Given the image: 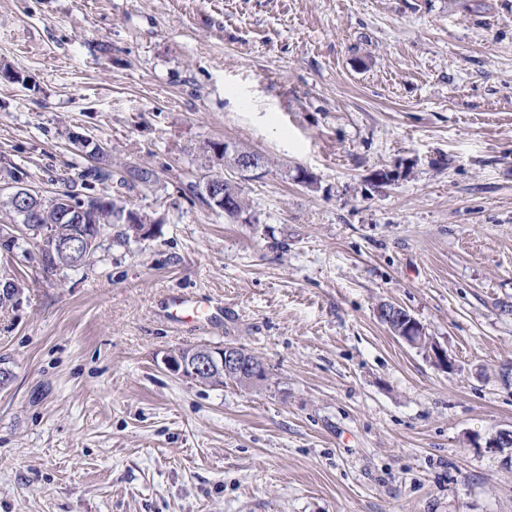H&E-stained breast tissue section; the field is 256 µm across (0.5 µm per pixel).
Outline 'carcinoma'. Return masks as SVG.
Listing matches in <instances>:
<instances>
[{
    "label": "carcinoma",
    "mask_w": 512,
    "mask_h": 512,
    "mask_svg": "<svg viewBox=\"0 0 512 512\" xmlns=\"http://www.w3.org/2000/svg\"><path fill=\"white\" fill-rule=\"evenodd\" d=\"M96 163L87 164L78 173V180L71 181V186L60 193L44 195L40 191L33 192L32 202L37 206L39 220L31 224L23 215L11 196L0 200V208L8 210L16 219L14 224H0V246L10 253L16 245L18 237L29 236L36 240L38 247L54 238L82 237L88 235L93 241L73 261H62L63 267L90 265L95 261L97 251L101 247L102 238L121 225L124 231L117 235V242H124V237L132 233L138 234L145 228L147 218L113 199L107 193L96 194L98 184L108 182L116 185L119 190L132 191L139 187L149 186L158 180L157 173L139 163L127 162L116 168L110 162L109 150L101 145L92 148ZM80 188H73L74 184ZM224 197L227 205L221 207L224 215L236 220L245 212V202L241 189L226 183ZM19 288L9 273L0 277V304L16 299Z\"/></svg>",
    "instance_id": "cac0c4a2"
}]
</instances>
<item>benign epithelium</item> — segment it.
<instances>
[{
	"label": "benign epithelium",
	"instance_id": "7a95c632",
	"mask_svg": "<svg viewBox=\"0 0 512 512\" xmlns=\"http://www.w3.org/2000/svg\"><path fill=\"white\" fill-rule=\"evenodd\" d=\"M224 163L233 167L243 177H254L261 170L253 157L237 152L231 147L224 151ZM207 196L216 203H224V176L214 175L206 186ZM88 238L81 237L77 240L67 241L52 239L44 247V254L51 260L57 261L70 251H77L87 245ZM377 316L391 324L394 321L400 323L397 334L403 341L414 347L424 349L433 362L444 368H451L447 351L433 341L420 323L411 315L405 314L393 304H387L378 308ZM167 369L181 377L190 379H218L222 376L231 377L244 385H250L261 381L262 368L253 360L243 355V352L233 346L224 347H199L188 354L181 351L169 353L164 357ZM512 441V430L501 429L491 434L486 440V447L496 451H502Z\"/></svg>",
	"mask_w": 512,
	"mask_h": 512
}]
</instances>
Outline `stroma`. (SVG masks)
Here are the masks:
<instances>
[{
    "instance_id": "obj_1",
    "label": "stroma",
    "mask_w": 512,
    "mask_h": 512,
    "mask_svg": "<svg viewBox=\"0 0 512 512\" xmlns=\"http://www.w3.org/2000/svg\"><path fill=\"white\" fill-rule=\"evenodd\" d=\"M87 141L157 172L123 195L156 226L90 267L0 250V512H512V0H0V196ZM215 173L251 223L195 198ZM204 344L266 379L165 367ZM226 143L227 142H224L223 144ZM228 144L231 145L232 147H235L233 143H227V145ZM235 148L246 154L234 151L230 146H228L226 147L224 154L221 155L222 157H224V163L229 164L244 178L255 177L257 175V172L261 170V167L258 165L257 161L254 160L253 157L247 154H252L259 157L262 160L263 165L265 164V158L257 153L247 151L241 147ZM167 306L175 308H189L192 310L194 316H198L200 312H210L203 319L196 318V323L209 322L219 313L220 310L215 309L211 312V307L203 301L194 300L181 295H173L167 299ZM377 316L390 326L393 321H398V337L411 346L422 347L430 358L433 359V362L441 368L449 369L452 367L451 361L448 359L447 351L441 345L433 341L430 336H426L423 327L410 314L400 312L397 306L387 303L384 307L378 308ZM400 324L402 325L399 326Z\"/></svg>"
}]
</instances>
